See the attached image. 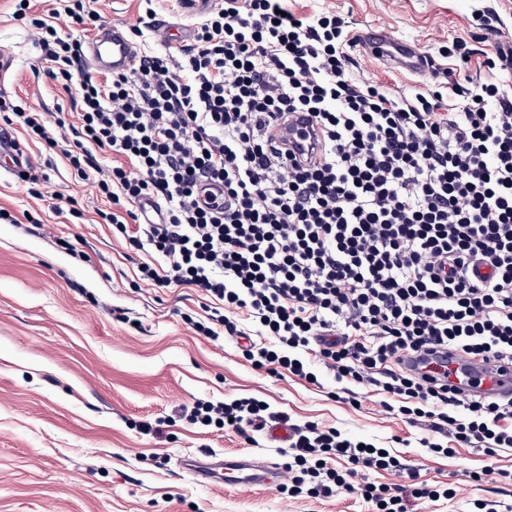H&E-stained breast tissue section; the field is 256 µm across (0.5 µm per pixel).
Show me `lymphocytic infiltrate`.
I'll use <instances>...</instances> for the list:
<instances>
[{"instance_id":"1","label":"lymphocytic infiltrate","mask_w":512,"mask_h":512,"mask_svg":"<svg viewBox=\"0 0 512 512\" xmlns=\"http://www.w3.org/2000/svg\"><path fill=\"white\" fill-rule=\"evenodd\" d=\"M282 2L224 0L192 44L143 51L132 72L103 85L85 73L81 39L20 2L14 14L29 18L48 76L78 91L81 139L66 157L112 204L102 220L126 233L125 205H158L159 223L128 238L162 260L141 265L144 283L200 288L214 306L196 331L247 337L254 368L313 383L321 365L423 423L430 453L479 449L488 459L480 479L512 484V471L494 464L512 448V404L404 364L441 348L512 362V90L496 76L512 68V50L486 58L485 80L458 88L463 104L446 112L439 65L424 92L365 80L340 16H281ZM298 113L319 133L301 159L275 136ZM0 121L52 148L53 129L67 124L64 113L50 119L3 96ZM99 151L122 161L101 166ZM210 186L219 196L200 201ZM179 416L245 439L287 426L281 487L294 497L344 490L373 512H409L412 501L457 494L418 483L375 444L292 423L263 400H197ZM381 471L409 482L378 483Z\"/></svg>"}]
</instances>
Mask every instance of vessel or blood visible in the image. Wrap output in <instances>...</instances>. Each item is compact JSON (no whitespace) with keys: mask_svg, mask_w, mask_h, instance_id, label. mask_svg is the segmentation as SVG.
Listing matches in <instances>:
<instances>
[{"mask_svg":"<svg viewBox=\"0 0 512 512\" xmlns=\"http://www.w3.org/2000/svg\"><path fill=\"white\" fill-rule=\"evenodd\" d=\"M357 41L372 56L390 65L416 72L429 67L427 56L416 43L393 38L382 28L359 32ZM86 46L87 61L96 70L126 72L132 70L137 61L127 27L121 23L102 27L87 40ZM436 358L452 369V382L466 383L468 393L490 394L502 401H512L511 363L493 358L468 359L451 350L437 353ZM184 468L195 482L202 485L220 482L269 489L279 484L282 478L279 463L249 453L208 452L187 458Z\"/></svg>","mask_w":512,"mask_h":512,"instance_id":"1","label":"vessel or blood"}]
</instances>
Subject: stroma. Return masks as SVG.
<instances>
[{"instance_id":"stroma-1","label":"stroma","mask_w":512,"mask_h":512,"mask_svg":"<svg viewBox=\"0 0 512 512\" xmlns=\"http://www.w3.org/2000/svg\"><path fill=\"white\" fill-rule=\"evenodd\" d=\"M286 7L307 19L333 12L351 31L382 26L416 41L452 85L483 80L484 58L498 44L512 46V0H288ZM87 8L102 26L133 27L145 18L192 29L202 20L183 0H89ZM13 12V0H0V49L14 58L0 74V95L29 110L65 111L68 126L53 149L21 128L10 131L48 177L41 195L0 164V207L16 216L0 222V512H370L346 492L315 499L196 485L181 465L191 455L280 460L264 433L249 444L172 418L198 399L243 397L266 400L294 422L333 426L389 449L420 483L463 489L451 500L415 501L413 512H471L477 499L512 505V487L470 481L486 463L477 449L428 453L421 426L392 415L364 388L357 404L335 398L336 382L324 369L312 384L253 368L235 339L196 332L208 304L198 288L137 287L141 264L154 257L100 223L107 200L92 181L74 177L63 155L80 127L79 97L48 76L28 20ZM455 43L469 50L468 67L443 58ZM354 56L362 78L405 92L431 86L429 75L389 69L362 47ZM36 219L42 228L33 227ZM164 418L170 424L160 435L135 428Z\"/></svg>"}]
</instances>
